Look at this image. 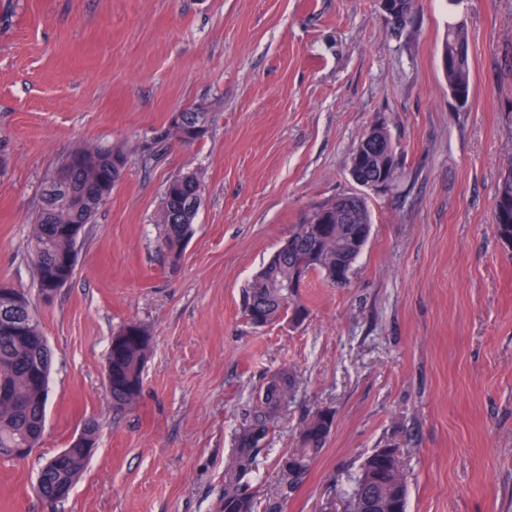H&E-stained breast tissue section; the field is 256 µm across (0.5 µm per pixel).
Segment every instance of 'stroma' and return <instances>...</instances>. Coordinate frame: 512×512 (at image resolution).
Masks as SVG:
<instances>
[{"instance_id": "35a3bbf8", "label": "stroma", "mask_w": 512, "mask_h": 512, "mask_svg": "<svg viewBox=\"0 0 512 512\" xmlns=\"http://www.w3.org/2000/svg\"><path fill=\"white\" fill-rule=\"evenodd\" d=\"M468 36L473 95L441 67ZM206 106L200 143L142 146ZM382 124L404 160L365 191L371 231L346 288L309 273L310 314L248 322L245 288L315 205L356 191L350 158ZM119 147L121 179L76 246L72 279L37 310L52 352L44 440L0 458V512H222L224 467L267 373H297L259 456L261 504L315 410L335 422L284 512H339L348 473L400 449L408 512H512V253L493 198L512 161V0H416L395 34L378 0H0V280L36 296L29 256L47 174L75 148ZM204 185L179 261L159 243L170 179ZM151 351L115 414L109 346L127 323ZM96 420L68 499L34 487ZM464 43L468 45L466 32L462 25L450 24L446 35L443 54L448 57V67L443 70L448 82V90L453 89L459 93L461 98L458 108H464L468 105L471 93V73L469 62V47L459 45L457 47V56L465 58H457L454 50L457 44Z\"/></svg>"}]
</instances>
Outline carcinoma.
I'll return each instance as SVG.
<instances>
[{
    "label": "carcinoma",
    "instance_id": "obj_1",
    "mask_svg": "<svg viewBox=\"0 0 512 512\" xmlns=\"http://www.w3.org/2000/svg\"><path fill=\"white\" fill-rule=\"evenodd\" d=\"M386 18L394 32H402L411 24L415 12V0H384ZM468 43L466 32L459 24L448 25L443 54L448 57L444 70L448 88L459 93V107L468 105L471 93L469 58L454 55L456 45ZM373 139L359 141L352 153L350 164H361L363 175L369 182L384 178L385 190L396 188L402 173V158L393 147L386 127L380 125L372 131ZM184 145L205 139L201 135L178 136L166 133L158 137V149L170 140ZM88 159L98 171V179L89 180L78 164L65 158L81 194L85 197L79 209L58 197L42 196L44 204L36 213L31 241L30 259L37 279L38 292L51 287L52 279L63 277L71 280L75 267H65L63 256L73 250L74 243L63 236L60 227L73 224L78 234L93 223L99 208L121 177L116 160L127 159L120 148L84 146ZM203 184L194 172L184 173L171 180L166 188L162 210L171 220H162L161 245L170 257L180 259L184 245L193 231L198 209L190 201L203 194ZM356 212L345 216L336 213L335 200H328L309 214L303 224L295 227L279 251L277 262L263 264L245 291V308L252 323L263 321L272 324L288 316L297 324L308 317V310L300 303L299 296L285 295L280 288L294 273L303 276L310 272L320 274L333 286L345 287L350 283L353 266L363 246L357 234L361 226L371 224V215L365 197H358ZM495 231L506 249L512 248V161L502 171L494 197ZM18 305L5 309L0 303V322L10 316L25 324V332L18 335L0 330V457L15 459L16 448L37 447L44 434L45 409L48 398V382L33 385V368L42 367L43 376H49L51 351L37 316L31 296L21 290ZM151 350L148 330L139 323L131 322L112 337L108 362L112 364V390L109 397L115 413L132 408L143 389V372ZM297 380L290 369H279L265 377L255 404L248 413L246 424L236 435V446L224 469L223 512H257V498L251 478L256 470L257 457L266 450L272 426L281 410L294 396ZM334 424V414L319 409L305 422L300 431V446L281 457L279 461L280 498L288 499L302 483L311 462L322 451ZM394 460L399 483L397 493L385 485L376 484L372 492L384 504L381 512H407V476L401 465L399 449L388 443L375 448L365 457L358 469L347 475L344 489L347 506L354 507L360 487L367 479L374 458L380 452ZM87 458L78 450L64 453L58 466L44 465L36 491L51 507L69 497L74 483L84 469Z\"/></svg>",
    "mask_w": 512,
    "mask_h": 512
}]
</instances>
